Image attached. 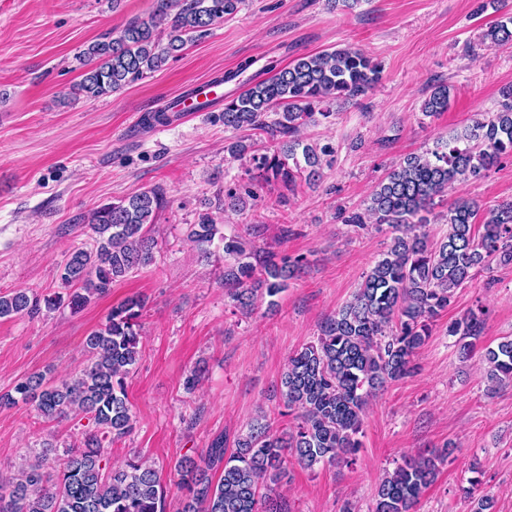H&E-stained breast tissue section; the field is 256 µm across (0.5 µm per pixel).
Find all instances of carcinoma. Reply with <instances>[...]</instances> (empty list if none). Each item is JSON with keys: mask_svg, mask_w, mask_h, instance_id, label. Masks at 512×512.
Listing matches in <instances>:
<instances>
[{"mask_svg": "<svg viewBox=\"0 0 512 512\" xmlns=\"http://www.w3.org/2000/svg\"><path fill=\"white\" fill-rule=\"evenodd\" d=\"M243 0H154L153 20L131 21L116 35L92 42L76 60L84 68L71 89L95 100L142 80L175 58L187 43L205 36L211 26L237 12ZM167 25L166 38L157 23ZM482 40L512 46V17L482 33ZM270 76L253 80L239 93L224 95L218 118L232 132L255 131L279 141L276 152L247 154L243 141L226 146L233 157L249 155L248 182L224 188V209L242 210L258 201L254 184L276 182L293 187L302 178H320L321 156L305 145L301 129L325 101L358 103L381 80L382 63L363 51L336 48L268 67ZM500 109L473 125L437 140L432 148L411 154L387 173L371 192L362 212L340 213L343 223L360 230L388 226L390 244L364 273L351 300L327 316L316 339L288 358L276 386L294 423L278 431L256 421L226 448L220 435L209 447L184 455L175 465L187 494L177 512H288L276 489L288 481V458L312 470L323 463L350 466L361 448L365 408L377 391L403 379L415 368L417 351L433 322L453 302L474 273L492 263L512 264V201L486 213L475 228L476 201L458 198L441 218L448 231L433 241L425 231L426 214L455 183L478 178L512 158V85L501 91ZM449 87L436 86L422 108L433 117L448 109ZM163 195L153 189L102 204L84 217L93 248H78L59 274L66 295L43 297L25 291L0 292V319L35 316L41 308L81 311L112 283L151 265L157 242L148 234ZM217 233L208 213L188 226L187 237L207 253ZM224 288L229 302L248 311L257 300L283 292L308 265L304 255L277 257L251 240L222 236ZM145 301L126 298L112 307L105 322L85 340L89 363L77 375L52 381L41 375L17 380L0 395V407L22 402L45 419L69 412L92 417L95 431L81 445L65 451L50 466L37 456L13 476L0 475V512H166V490L158 469L140 456L109 465L111 446L133 429L126 379L140 353ZM485 310H470L448 324L467 358L483 332ZM491 389L512 384V338L485 352ZM451 450L405 456L377 486L374 512H414L435 481ZM481 481L462 488L475 502L474 512H495L494 501L479 495Z\"/></svg>", "mask_w": 512, "mask_h": 512, "instance_id": "1", "label": "carcinoma"}]
</instances>
